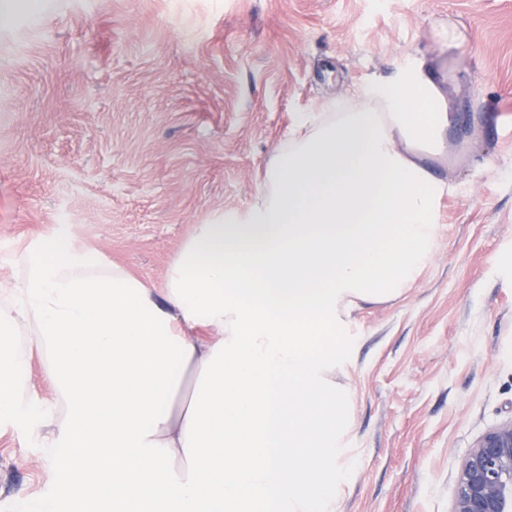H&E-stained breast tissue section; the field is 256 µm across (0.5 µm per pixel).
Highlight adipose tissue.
Here are the masks:
<instances>
[{
  "mask_svg": "<svg viewBox=\"0 0 512 512\" xmlns=\"http://www.w3.org/2000/svg\"><path fill=\"white\" fill-rule=\"evenodd\" d=\"M452 115L424 61L297 115L255 200L196 225L156 290L52 233L0 284V423L57 472L14 512H336L352 467L337 386L359 303L429 261ZM54 389L34 413L31 351Z\"/></svg>",
  "mask_w": 512,
  "mask_h": 512,
  "instance_id": "obj_1",
  "label": "adipose tissue"
}]
</instances>
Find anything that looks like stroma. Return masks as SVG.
Listing matches in <instances>:
<instances>
[{
	"mask_svg": "<svg viewBox=\"0 0 512 512\" xmlns=\"http://www.w3.org/2000/svg\"><path fill=\"white\" fill-rule=\"evenodd\" d=\"M0 29V279L50 233L150 287L195 225L252 202L301 112L426 60L454 116L428 265L352 319L354 464L337 512H452L512 419V0H11ZM458 45L449 48V35ZM55 477L0 425V512Z\"/></svg>",
	"mask_w": 512,
	"mask_h": 512,
	"instance_id": "stroma-1",
	"label": "stroma"
}]
</instances>
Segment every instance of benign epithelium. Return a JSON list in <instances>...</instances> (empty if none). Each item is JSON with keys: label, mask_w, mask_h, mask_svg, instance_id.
<instances>
[{"label": "benign epithelium", "mask_w": 512, "mask_h": 512, "mask_svg": "<svg viewBox=\"0 0 512 512\" xmlns=\"http://www.w3.org/2000/svg\"><path fill=\"white\" fill-rule=\"evenodd\" d=\"M452 512H512V420L485 431L463 459Z\"/></svg>", "instance_id": "7a95c632"}]
</instances>
